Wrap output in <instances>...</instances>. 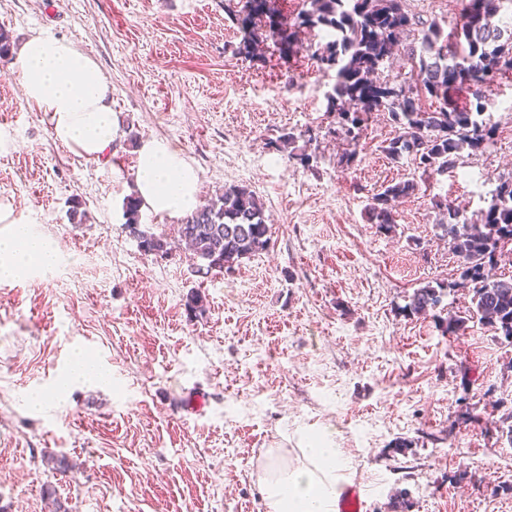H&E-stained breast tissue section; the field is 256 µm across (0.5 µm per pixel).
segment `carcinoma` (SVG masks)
Instances as JSON below:
<instances>
[{
	"label": "carcinoma",
	"mask_w": 512,
	"mask_h": 512,
	"mask_svg": "<svg viewBox=\"0 0 512 512\" xmlns=\"http://www.w3.org/2000/svg\"><path fill=\"white\" fill-rule=\"evenodd\" d=\"M406 2L303 0V8L288 19L275 0H239L229 14L243 33L239 52L249 58L258 50L252 37L255 19L265 21L268 37L283 56L298 50L301 31L315 32L320 42L311 48L312 56L321 69L335 71L328 102L345 138L358 143L372 114L386 112L398 128L383 146L387 157L396 163L409 159L424 174L446 172L464 164V153L483 152L492 144L493 130L481 119L483 106H462L458 95L479 100L489 75H512V26H502L501 19V11L512 9V0H467L461 23L449 32L437 22L421 25ZM419 25V44H401L402 35ZM399 49L410 65L409 79L398 85L380 81V67ZM424 97L434 100V109H422ZM417 188L411 178L371 197L368 219L379 234L396 231V202ZM435 206L442 211L436 237L457 258L458 279L427 282L414 290L402 311L425 315L453 288L463 287L471 292L468 314L439 319L442 335L459 334L475 318L496 339L512 336V276L490 274L498 259L512 256V247H506L512 244V176L499 182L479 224L446 203ZM124 217L140 251L161 258L170 253L166 235L141 228L137 198L125 199ZM268 232L262 200L244 185H230L181 221L177 239L191 246L196 272L210 275L226 273L266 250Z\"/></svg>",
	"instance_id": "obj_1"
}]
</instances>
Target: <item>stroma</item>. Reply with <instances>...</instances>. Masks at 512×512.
Returning a JSON list of instances; mask_svg holds the SVG:
<instances>
[{
  "instance_id": "35a3bbf8",
  "label": "stroma",
  "mask_w": 512,
  "mask_h": 512,
  "mask_svg": "<svg viewBox=\"0 0 512 512\" xmlns=\"http://www.w3.org/2000/svg\"><path fill=\"white\" fill-rule=\"evenodd\" d=\"M0 27L16 46L43 31L94 58L124 126L108 161L75 155L24 100L15 56L0 58V235L29 225L62 258L0 279V512H52L48 487L69 512H264L267 450L292 460L330 429L364 512H395L403 496L409 512H512V444L491 409L512 394V346L476 322L445 336L433 315L402 312L416 288L457 277L435 201L476 220L512 176V76L486 80V153L419 178L384 236L366 206L413 171L382 151L387 113L348 165L340 137L307 145L306 165L271 145L334 119L314 34L285 58L259 25L264 52L244 57L224 0H0ZM154 138L199 167L202 199L253 190L267 249L207 278L182 251L144 255L123 204ZM192 291L204 315L187 311ZM81 352L111 384L54 394ZM61 455L63 474L47 463Z\"/></svg>"
}]
</instances>
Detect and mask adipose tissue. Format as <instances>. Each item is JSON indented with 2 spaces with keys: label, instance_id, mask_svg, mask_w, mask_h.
I'll return each mask as SVG.
<instances>
[{
  "label": "adipose tissue",
  "instance_id": "adipose-tissue-1",
  "mask_svg": "<svg viewBox=\"0 0 512 512\" xmlns=\"http://www.w3.org/2000/svg\"><path fill=\"white\" fill-rule=\"evenodd\" d=\"M18 76L26 101L49 114L56 140L86 159H109L120 119L93 58L69 41L37 32L19 49ZM133 191L146 213L179 219L199 207L201 176L180 150L151 139L139 149ZM32 259L48 270L56 265L58 252L25 224L0 236L1 280L15 276ZM346 467L329 433L308 438L296 461L270 459L257 479L265 512H336Z\"/></svg>",
  "mask_w": 512,
  "mask_h": 512
}]
</instances>
